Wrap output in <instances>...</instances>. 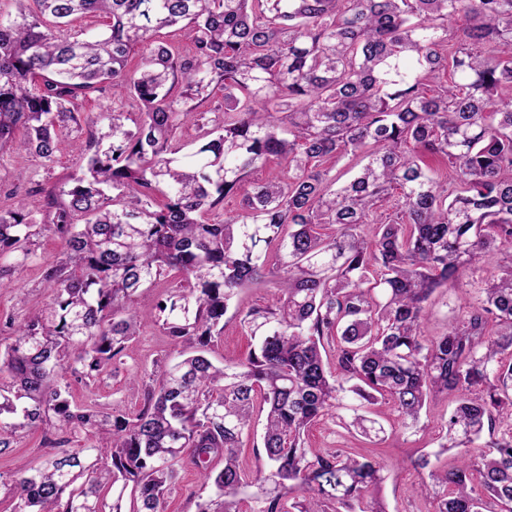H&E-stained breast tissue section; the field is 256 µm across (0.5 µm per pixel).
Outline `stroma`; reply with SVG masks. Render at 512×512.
I'll return each mask as SVG.
<instances>
[{
	"label": "stroma",
	"mask_w": 512,
	"mask_h": 512,
	"mask_svg": "<svg viewBox=\"0 0 512 512\" xmlns=\"http://www.w3.org/2000/svg\"><path fill=\"white\" fill-rule=\"evenodd\" d=\"M85 161L84 152L71 149L52 163L28 152L0 153V209L13 207L15 193L21 190L27 194L28 209L38 212L43 204L41 195L37 193L38 187L67 182L69 176L81 173ZM64 249V241L52 231H41L35 237L31 259L13 274L11 287L0 289V328L6 321L19 319L26 306L48 301L49 296L43 286L44 271L61 259ZM484 277V272L478 271L454 286L438 289L430 301L429 316L424 326L426 335L443 333L470 305L477 303L483 296ZM160 294V289L153 288L139 296L138 308L144 327L132 351L108 368L95 384L88 386L73 382V405L123 412L140 407L146 386L161 374L165 363L177 355L170 338L155 323L154 305ZM280 297L277 289L262 283L240 291L224 317V333L212 348L213 358L221 361L246 357L254 341L240 326V312L254 306L276 305ZM451 408L450 400H437L416 426L407 428L392 405L382 402L376 407L385 429L382 442L375 444L353 436L331 416L312 425L306 433V440L310 446L325 452L341 450L355 456H381L386 475L381 496L387 512H429L430 502L416 492L419 485L427 482L428 472L413 468L409 461L437 451L442 434L441 419ZM45 438L44 429H32L22 433L12 448L0 453V512H11L13 504L4 486L5 481L15 472L39 462L47 450ZM179 471V482L167 498V512H197L198 469L192 459L186 457L181 460Z\"/></svg>",
	"instance_id": "35a3bbf8"
}]
</instances>
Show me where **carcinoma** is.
Segmentation results:
<instances>
[{"mask_svg":"<svg viewBox=\"0 0 512 512\" xmlns=\"http://www.w3.org/2000/svg\"><path fill=\"white\" fill-rule=\"evenodd\" d=\"M16 2L0 17L1 153L54 162L58 130L80 125L105 83L143 112L132 129L110 113L112 142L73 186L39 189L66 257L44 272L50 301L0 342V453L55 422L92 441L70 452V438L48 439L11 479L12 512H125L129 486L130 512H165L186 455L207 493L198 512H239L243 498L250 512H386L379 460L323 453L305 432L347 406L349 425L377 437L365 410L378 399L413 425L448 396L440 447L489 440L451 470L410 459L429 470L432 512H483L486 499L512 512V0ZM459 13L476 24L455 34ZM84 16L105 28H75ZM169 27L187 31L191 55L159 45L129 72L130 53ZM215 87L224 111L184 154L176 130ZM338 154L367 162L331 192L322 162ZM274 158L287 180L259 177ZM246 181L244 211L211 221ZM36 226L22 198L0 209V288L31 258ZM497 255L480 302L425 335L430 296ZM267 274L280 305L240 317L256 346L214 363L230 302ZM171 275L180 286L156 309L181 350L141 408L71 406L69 379L94 382L129 350L138 292ZM256 410L265 466L253 476L239 448ZM295 489L303 501L290 504Z\"/></svg>","mask_w":512,"mask_h":512,"instance_id":"1","label":"carcinoma"}]
</instances>
